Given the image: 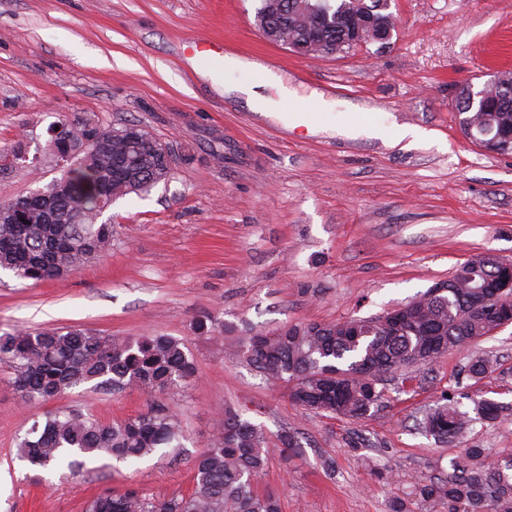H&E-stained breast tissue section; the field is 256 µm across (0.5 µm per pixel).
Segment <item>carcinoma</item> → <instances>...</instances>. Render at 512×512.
Returning <instances> with one entry per match:
<instances>
[{
	"label": "carcinoma",
	"mask_w": 512,
	"mask_h": 512,
	"mask_svg": "<svg viewBox=\"0 0 512 512\" xmlns=\"http://www.w3.org/2000/svg\"><path fill=\"white\" fill-rule=\"evenodd\" d=\"M349 0H261L257 21L261 30L285 34L297 43L314 40V32L336 42V14ZM488 90L493 111H470L466 88L456 96L463 134L473 127L472 142L489 132L512 137V71L497 73ZM60 135L81 143L91 123L76 116L57 121ZM128 124L105 129L98 147L79 152L72 169L60 172L69 192L54 205L52 222L44 210L17 208L20 197L0 201L13 222L0 221V269L41 282L53 280L100 258L112 246V225L98 222L117 197L141 194L167 181L171 173L157 163L155 140L131 141ZM138 159L122 166L121 156ZM509 268L472 258L453 275L454 287L419 299L391 313L331 323H296L267 334L239 336L236 352L247 364L288 387L296 404L327 417L359 420L379 408L384 391L378 388L389 373L431 366L498 330L512 320V298L497 314L474 308L476 294L493 297L511 277ZM0 362L10 366L14 390L27 405L44 404L65 390L97 382L112 389L135 387L148 394L175 390L189 382L196 364L181 339L167 334L141 337L103 336L91 330L19 331L0 335ZM495 371L484 356L472 358L467 375L483 378ZM512 413V404L494 399L474 402L472 412L459 402L425 412L423 431L439 441L463 434L469 422H495ZM19 444V456L38 469L84 467L86 461L111 456L137 461L154 452L178 448L182 429L178 418L162 405L121 422L103 421L76 410H50ZM279 451L288 460L299 448L297 436H278ZM268 438L261 427L227 409L216 434L194 458L195 487L188 496L149 499L135 489L105 490L88 504L87 512H281L277 494L249 482L263 471ZM483 449L465 448L449 461L448 475L424 485L419 495L448 501V512H512V462L482 459Z\"/></svg>",
	"instance_id": "cac0c4a2"
}]
</instances>
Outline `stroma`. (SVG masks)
I'll use <instances>...</instances> for the list:
<instances>
[{
  "label": "stroma",
  "mask_w": 512,
  "mask_h": 512,
  "mask_svg": "<svg viewBox=\"0 0 512 512\" xmlns=\"http://www.w3.org/2000/svg\"><path fill=\"white\" fill-rule=\"evenodd\" d=\"M260 0H0V148L23 145L41 175L0 172V200L44 188L58 171L50 124L73 114L102 128L141 124L177 162L168 182L106 211V255L57 280L0 271V335L91 329L106 336L165 333L183 341L197 373L184 389L147 397L87 383L54 404L122 421L167 406L186 434L179 452L136 462L101 459L75 477L28 468L17 455L41 409L20 402L0 363V512H86L101 490L147 497L191 493L193 460L225 409L243 408L269 439L294 429L289 461L271 452L257 478L281 512H447L416 488L443 478L462 449L512 457V417L474 421L440 443L419 431L444 397L512 401V324L454 351L413 380L389 381L381 409L327 418L291 401L234 353L232 336L201 334L210 318L241 334L303 322L369 317L407 303L463 262H512V155L486 152L460 131L461 85L512 71V0H390L395 28L325 58L267 41ZM222 44L203 59L189 45ZM260 63L295 92L307 121L295 126L249 111L223 84L251 71H214L224 56ZM329 112L313 111L318 100ZM354 124L405 125L427 139L392 143ZM496 362L469 377L473 353ZM332 468H325L324 460Z\"/></svg>",
  "instance_id": "stroma-1"
}]
</instances>
